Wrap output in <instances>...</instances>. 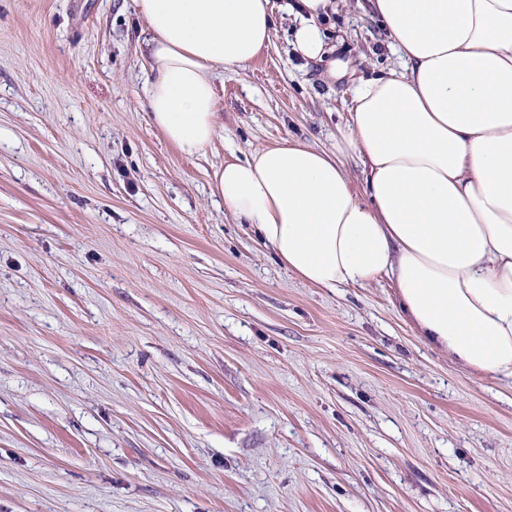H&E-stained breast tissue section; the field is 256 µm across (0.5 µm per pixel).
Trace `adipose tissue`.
<instances>
[{"mask_svg": "<svg viewBox=\"0 0 512 512\" xmlns=\"http://www.w3.org/2000/svg\"><path fill=\"white\" fill-rule=\"evenodd\" d=\"M133 2L151 33V121L183 154H203L220 130L212 76L270 41L272 0ZM370 5L402 71L355 87L333 150H254L215 171L214 192L300 279L331 290L391 280L428 344L512 379V0ZM332 7L286 5L304 57L326 55L318 21Z\"/></svg>", "mask_w": 512, "mask_h": 512, "instance_id": "adipose-tissue-1", "label": "adipose tissue"}]
</instances>
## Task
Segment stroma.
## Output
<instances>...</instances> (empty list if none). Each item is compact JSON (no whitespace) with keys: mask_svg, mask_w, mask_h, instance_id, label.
<instances>
[{"mask_svg":"<svg viewBox=\"0 0 512 512\" xmlns=\"http://www.w3.org/2000/svg\"><path fill=\"white\" fill-rule=\"evenodd\" d=\"M320 25L325 61L279 11L214 74L189 157L133 0H0V512H512V380L428 346L388 280L305 283L213 194L256 149H332L400 69L358 0Z\"/></svg>","mask_w":512,"mask_h":512,"instance_id":"obj_1","label":"stroma"}]
</instances>
